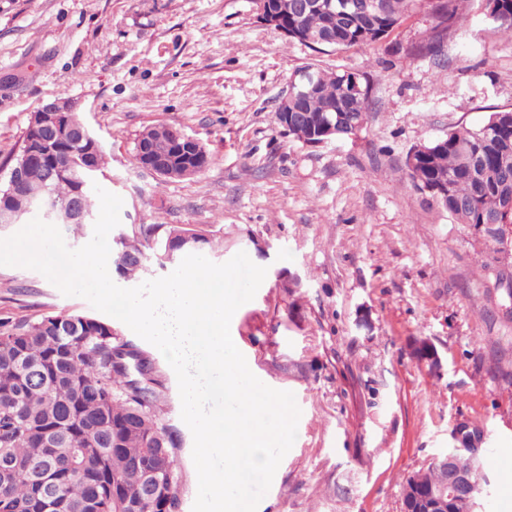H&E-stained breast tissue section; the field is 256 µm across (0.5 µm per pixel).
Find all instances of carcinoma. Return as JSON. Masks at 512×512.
<instances>
[{
	"label": "carcinoma",
	"instance_id": "1",
	"mask_svg": "<svg viewBox=\"0 0 512 512\" xmlns=\"http://www.w3.org/2000/svg\"><path fill=\"white\" fill-rule=\"evenodd\" d=\"M467 0H430L434 25L418 45V54L439 57L448 30L462 16ZM487 19L512 35V0H488ZM412 6V0H379L361 4L347 21L320 9L288 18V26L323 32L336 24V44L309 46L315 53L377 43L390 35ZM355 72L320 71L317 91L298 102L311 125L341 112L353 123L367 117L371 93ZM44 113L31 115L25 138L6 167L35 147V129ZM182 132L167 124L145 128L136 147L170 144L185 153L187 164L175 179L203 173L210 157L197 140H177ZM405 175L413 189L448 213L458 224H512V110H496L476 126H461L413 147ZM90 163L104 168V153L92 137L83 143L60 139L50 153L28 163L23 186L9 191L0 184V207L16 210L24 194L49 187L59 203L82 200L94 214L93 192L73 170ZM59 168L48 179L50 166ZM444 184L448 203L423 194ZM214 246L210 232L190 226L149 224L140 232L112 238L115 274L137 281L152 266L165 267L176 257ZM168 379L137 343L121 335L112 322L83 313L45 315L35 321L0 322V512H182L179 492V433L164 418ZM490 448L457 453L449 459L456 472L489 477ZM154 473L167 495L152 498L145 485ZM48 476L52 498L46 499L38 478ZM441 479L437 457L411 473L403 499L436 486Z\"/></svg>",
	"mask_w": 512,
	"mask_h": 512
}]
</instances>
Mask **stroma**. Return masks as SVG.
Masks as SVG:
<instances>
[{
    "label": "stroma",
    "instance_id": "obj_1",
    "mask_svg": "<svg viewBox=\"0 0 512 512\" xmlns=\"http://www.w3.org/2000/svg\"><path fill=\"white\" fill-rule=\"evenodd\" d=\"M481 3L468 0L438 63L412 52L426 0L387 39L318 56L259 23L252 0H0V183L32 113L70 97L105 152L97 183L122 198L120 229L194 225L219 240L212 262L243 251L266 267L230 332L301 416L259 512H402L405 478L463 418L512 448V314L497 282L512 260L483 269L488 247L403 167L420 142L512 110V37ZM310 63L369 78L357 136L310 146L279 133L277 101ZM156 124L205 146L201 177L164 182L138 165L137 138ZM74 312L94 309L38 271L0 266V318ZM420 339L439 368L414 358ZM167 377L192 512L193 437Z\"/></svg>",
    "mask_w": 512,
    "mask_h": 512
}]
</instances>
